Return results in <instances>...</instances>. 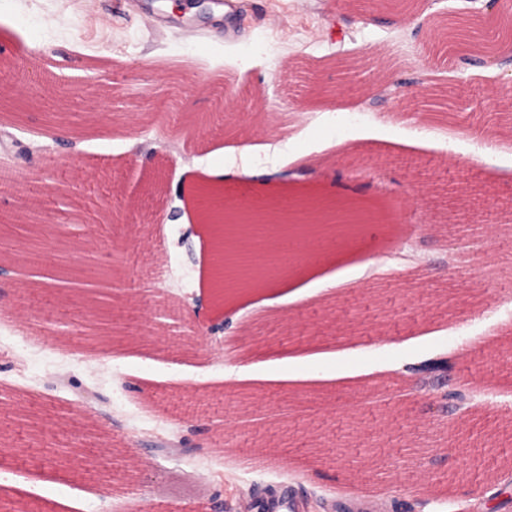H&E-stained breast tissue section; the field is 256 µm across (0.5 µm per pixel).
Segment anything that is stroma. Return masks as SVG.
Returning a JSON list of instances; mask_svg holds the SVG:
<instances>
[{
  "label": "stroma",
  "mask_w": 512,
  "mask_h": 512,
  "mask_svg": "<svg viewBox=\"0 0 512 512\" xmlns=\"http://www.w3.org/2000/svg\"><path fill=\"white\" fill-rule=\"evenodd\" d=\"M431 2L224 0L201 19L191 0H0V92L22 98L0 108V158L25 171L0 191V224L59 229L34 264L0 240V499L250 512L278 490L289 512H512V65L439 43L445 14L485 0ZM216 78L230 111L204 90ZM177 84L160 126L153 103ZM275 113L302 124L311 166L270 147ZM424 117L447 134L416 141ZM53 120L56 140L25 136ZM245 145L273 177L225 168ZM198 157L233 202L328 196L402 231L391 242L372 221L345 260L301 270L300 287L346 280L335 297L270 320L258 290L216 306ZM22 315L40 342L9 328ZM239 348L250 376L225 380ZM271 350L302 357L301 380ZM440 356L468 410L390 369Z\"/></svg>",
  "instance_id": "stroma-1"
}]
</instances>
